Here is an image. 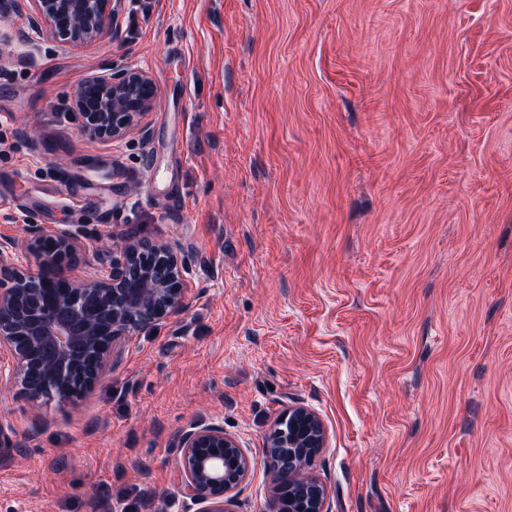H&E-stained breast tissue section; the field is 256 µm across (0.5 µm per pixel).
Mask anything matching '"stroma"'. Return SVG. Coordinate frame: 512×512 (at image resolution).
Instances as JSON below:
<instances>
[{"label": "stroma", "mask_w": 512, "mask_h": 512, "mask_svg": "<svg viewBox=\"0 0 512 512\" xmlns=\"http://www.w3.org/2000/svg\"><path fill=\"white\" fill-rule=\"evenodd\" d=\"M139 68L149 131L79 130L88 77ZM177 178L147 191L152 163ZM108 183L97 209L72 189ZM177 243L178 316L104 380L0 386V512H200L176 437L223 425L268 512L269 431L315 411L328 512H512V0H127L65 48L0 15V237Z\"/></svg>", "instance_id": "obj_1"}]
</instances>
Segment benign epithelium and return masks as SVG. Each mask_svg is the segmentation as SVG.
<instances>
[{"label": "benign epithelium", "mask_w": 512, "mask_h": 512, "mask_svg": "<svg viewBox=\"0 0 512 512\" xmlns=\"http://www.w3.org/2000/svg\"><path fill=\"white\" fill-rule=\"evenodd\" d=\"M125 0H0V14L29 11L31 28L65 47L112 33ZM157 96L142 69H121L86 79L73 105L80 132L90 139L123 140L145 130ZM26 251L0 240V383L21 385L32 400L68 401L92 390L105 376L112 343L155 325L184 308L191 266L169 243L120 237L103 275L66 280L51 290L43 272L78 260L80 242L70 232L30 230ZM268 436L274 448L267 467L274 476L270 512H327L326 489L313 474L325 448V430L312 410H288ZM181 492L203 512H234L235 491L250 470L239 442L224 427L195 420L179 435Z\"/></svg>", "instance_id": "7a95c632"}]
</instances>
